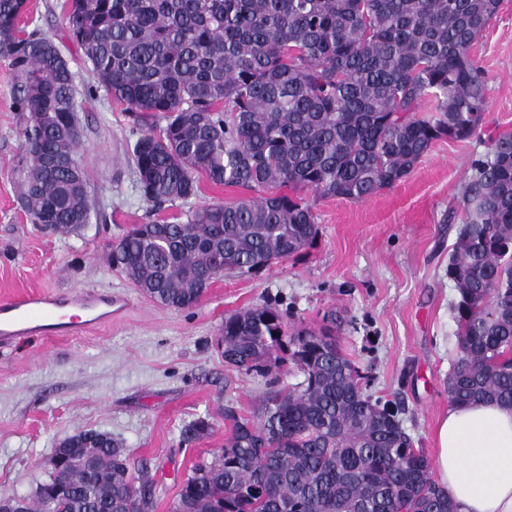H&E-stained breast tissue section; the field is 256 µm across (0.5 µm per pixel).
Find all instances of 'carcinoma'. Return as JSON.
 Instances as JSON below:
<instances>
[{
    "label": "carcinoma",
    "mask_w": 512,
    "mask_h": 512,
    "mask_svg": "<svg viewBox=\"0 0 512 512\" xmlns=\"http://www.w3.org/2000/svg\"><path fill=\"white\" fill-rule=\"evenodd\" d=\"M501 0H68L69 39L91 83L133 117L130 155L154 207L215 186L260 192L137 224L112 268L174 309L196 306L226 271L256 273L312 243L319 198L362 201L403 181L434 142L482 129L487 84L474 55ZM27 0H0V58L22 142L14 168L33 223H89L73 73L54 40L23 25ZM465 224L448 256L456 406L512 407V132L471 163ZM224 362L271 378L256 419L229 407L219 455L185 478L171 512H456L397 412L367 395L335 323L288 324L270 305L224 317ZM304 380L278 385L279 357ZM200 420L183 441L208 433ZM32 489L27 512H154L149 468L102 432Z\"/></svg>",
    "instance_id": "obj_1"
}]
</instances>
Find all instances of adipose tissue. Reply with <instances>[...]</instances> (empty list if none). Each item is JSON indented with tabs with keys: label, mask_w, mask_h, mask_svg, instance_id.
<instances>
[{
	"label": "adipose tissue",
	"mask_w": 512,
	"mask_h": 512,
	"mask_svg": "<svg viewBox=\"0 0 512 512\" xmlns=\"http://www.w3.org/2000/svg\"><path fill=\"white\" fill-rule=\"evenodd\" d=\"M433 469L458 512H512V407H449Z\"/></svg>",
	"instance_id": "obj_1"
}]
</instances>
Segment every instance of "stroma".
I'll return each instance as SVG.
<instances>
[{
  "mask_svg": "<svg viewBox=\"0 0 512 512\" xmlns=\"http://www.w3.org/2000/svg\"><path fill=\"white\" fill-rule=\"evenodd\" d=\"M66 5L28 0L25 21L53 38L82 90L91 78L66 36ZM474 52L487 81L482 136L436 142L402 182L365 200L315 199L312 244L255 275L224 273L187 310L152 300L106 260L109 244L152 210L136 187L132 119L105 92L79 101L89 224L48 234L22 209L13 175L19 117L0 59V300L36 290L112 294L111 322L0 347V494L29 492L46 479L44 462L62 439L97 430L122 442L131 465L150 467L155 512H169L199 459L223 448L232 428L225 408L249 417L260 404L264 379L227 365L216 344L225 316L267 303L311 328L335 313L339 343L369 393L397 408L416 447L433 453L456 350L459 295L447 265L464 222L458 200L472 161L491 137L512 131V0H503ZM199 186L162 220L251 195L204 177ZM200 419L208 434L183 443L182 428Z\"/></svg>",
  "mask_w": 512,
  "mask_h": 512,
  "instance_id": "1",
  "label": "stroma"
}]
</instances>
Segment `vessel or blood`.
<instances>
[{
  "mask_svg": "<svg viewBox=\"0 0 512 512\" xmlns=\"http://www.w3.org/2000/svg\"><path fill=\"white\" fill-rule=\"evenodd\" d=\"M112 317L108 295L31 294L0 304V343L45 333H70Z\"/></svg>",
  "mask_w": 512,
  "mask_h": 512,
  "instance_id": "1",
  "label": "vessel or blood"
}]
</instances>
